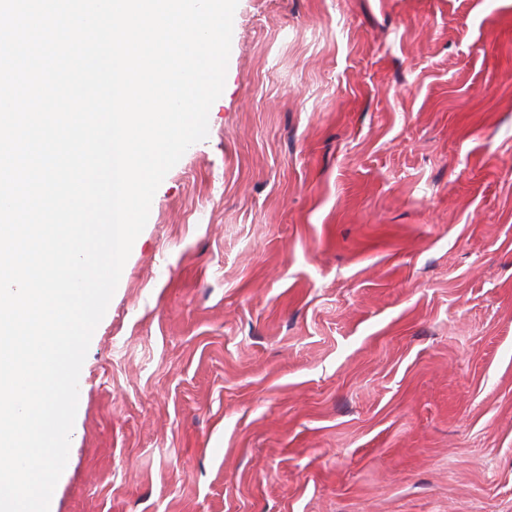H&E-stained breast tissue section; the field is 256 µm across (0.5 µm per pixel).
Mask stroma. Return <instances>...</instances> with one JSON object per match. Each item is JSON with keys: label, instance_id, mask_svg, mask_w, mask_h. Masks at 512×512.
<instances>
[{"label": "stroma", "instance_id": "1", "mask_svg": "<svg viewBox=\"0 0 512 512\" xmlns=\"http://www.w3.org/2000/svg\"><path fill=\"white\" fill-rule=\"evenodd\" d=\"M234 19L50 512H512V0Z\"/></svg>", "mask_w": 512, "mask_h": 512}]
</instances>
